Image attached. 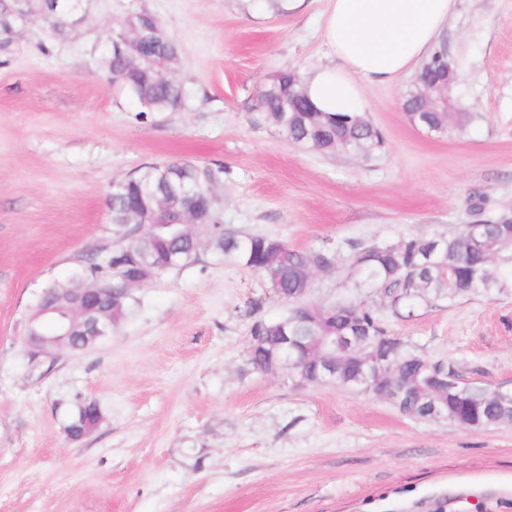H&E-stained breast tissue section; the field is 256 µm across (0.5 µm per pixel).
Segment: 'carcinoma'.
<instances>
[{"label": "carcinoma", "mask_w": 512, "mask_h": 512, "mask_svg": "<svg viewBox=\"0 0 512 512\" xmlns=\"http://www.w3.org/2000/svg\"><path fill=\"white\" fill-rule=\"evenodd\" d=\"M82 0H54L37 16L57 32H64ZM12 0L0 5V23L15 27L29 14L10 15ZM181 44L169 36L158 18L146 11L131 14L116 31L104 58L112 84L135 101L139 115L176 112L184 101V86L170 72L180 63ZM448 67L447 56L434 55L421 70L435 80ZM284 68L255 97L251 110L277 128L288 141L323 155L339 152L370 157L383 144L380 133L361 112H304L312 107L305 92L288 111V75ZM410 120L436 134L448 126L463 128L468 112H414ZM224 168L201 167L174 158L145 165L115 180L108 193L112 221V252L95 250L79 261L69 276L53 284L55 304L68 306L73 289L89 275L104 270L112 276V325L125 319L132 288L123 277L146 259L153 274L180 270L197 261L207 248L231 265L257 272L264 287L280 304L271 319L259 318L250 328L248 363L261 371L277 361L288 362V372L300 382L324 384L382 398L402 414L418 420H447L469 429L512 422V393L464 381L459 366L445 359H430L393 336L365 300L346 298L335 303H307L302 298L313 268L331 265L323 250L290 249L288 262L272 252L281 239L265 235L240 236L224 227L216 185ZM200 216L206 239L184 227L189 216ZM483 244L469 246L466 226L447 236L409 234L393 243L362 246L349 257L354 287L368 288L396 309L411 314L421 303L446 299L454 302L472 295H492L512 288L501 264L512 258V224L481 225ZM102 414L93 401L78 407L68 432L75 435L96 428Z\"/></svg>", "instance_id": "obj_1"}]
</instances>
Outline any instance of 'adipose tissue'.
<instances>
[{
  "instance_id": "ef3b65f1",
  "label": "adipose tissue",
  "mask_w": 512,
  "mask_h": 512,
  "mask_svg": "<svg viewBox=\"0 0 512 512\" xmlns=\"http://www.w3.org/2000/svg\"><path fill=\"white\" fill-rule=\"evenodd\" d=\"M325 35L337 62L307 94L322 112H356L367 84H389L430 60L457 0H330Z\"/></svg>"
}]
</instances>
